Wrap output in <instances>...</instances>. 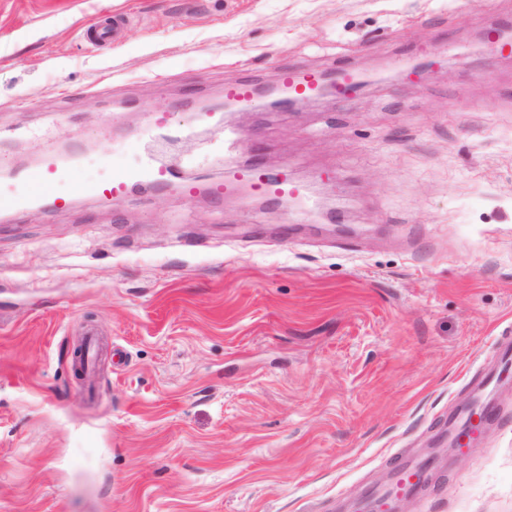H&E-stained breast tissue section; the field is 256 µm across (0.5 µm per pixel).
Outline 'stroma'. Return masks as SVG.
Instances as JSON below:
<instances>
[{
  "instance_id": "obj_1",
  "label": "stroma",
  "mask_w": 512,
  "mask_h": 512,
  "mask_svg": "<svg viewBox=\"0 0 512 512\" xmlns=\"http://www.w3.org/2000/svg\"><path fill=\"white\" fill-rule=\"evenodd\" d=\"M123 16L96 50L84 33ZM512 0H0V157L287 168L227 191L0 213V512H339L435 457L402 512H512V386L432 452L512 338ZM439 65L406 76L410 64ZM352 69L354 98L202 115L226 83ZM166 126H190L166 142ZM95 330L93 376L73 353ZM226 181L241 184L251 194L270 201L295 198L302 193L301 189L291 181L288 169L272 173L256 163L228 166Z\"/></svg>"
}]
</instances>
